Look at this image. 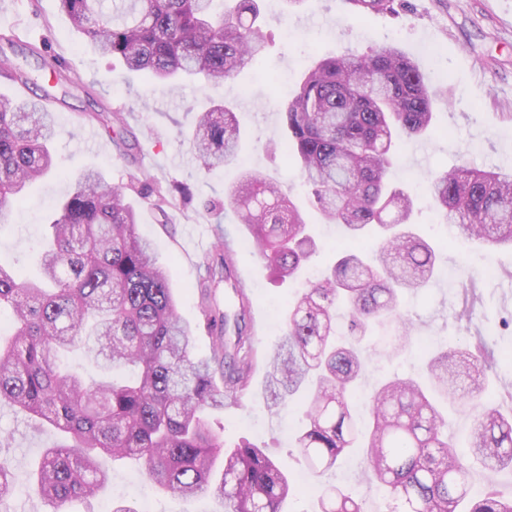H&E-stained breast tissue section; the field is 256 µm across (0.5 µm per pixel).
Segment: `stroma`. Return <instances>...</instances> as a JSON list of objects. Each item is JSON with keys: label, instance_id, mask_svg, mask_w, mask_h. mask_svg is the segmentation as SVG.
Returning a JSON list of instances; mask_svg holds the SVG:
<instances>
[{"label": "stroma", "instance_id": "35a3bbf8", "mask_svg": "<svg viewBox=\"0 0 512 512\" xmlns=\"http://www.w3.org/2000/svg\"><path fill=\"white\" fill-rule=\"evenodd\" d=\"M260 8L259 26L267 44L263 61L221 85L189 83L172 92L95 52L74 31L58 0H0V28L17 26L25 41L41 52L37 58L16 57V64L43 74L53 82L54 94L66 96L52 106L57 172L29 187L24 204L0 222V262L32 265L43 221L65 192L66 177L87 166L101 168L109 185L124 187L127 199L137 202L138 229L158 243L178 312L193 329L192 350L204 357L212 351L215 333L207 326L196 282L216 261L218 238L235 237L237 267L251 299L248 326L257 359L250 393L237 407L214 412L211 420L222 427L226 446L249 440L274 455L292 475H307L310 490H296L286 508L313 512L325 480L309 474L293 446L301 417L292 410L272 413L266 407L265 356L280 334L285 302L295 288L273 279L243 225L225 209V192L244 167L291 192L305 207L322 247L315 263L325 266L340 243L341 230L307 207L298 166L283 153L286 131L279 104L313 58L363 53L383 41L396 45L417 63L428 86L441 93L434 103L433 133L403 144L393 173L415 198L417 232L440 247L433 281L420 294L405 295L403 303L415 335L431 337L433 343L463 348L471 337L485 338L500 365L496 385L486 396L497 398L512 385V250L488 251L476 243L443 238L440 217L424 188L432 175L464 157L485 169H512V0H394L393 12L361 17L346 0H306L292 9L285 0L274 5L261 0ZM212 99L236 108L243 136L239 164L208 173L199 166L186 134ZM101 106L121 113L138 137L141 150L135 157L122 155L98 122L84 120V113ZM90 129L97 131V143L88 141ZM173 183L186 184L191 198L173 195L163 224L153 209L138 203V193ZM489 266L495 272L491 280L485 276ZM370 355L371 368L357 390L363 404L380 380L415 376L421 370L415 347L389 357L376 343ZM0 435L7 438L15 467L11 512H112L121 503L146 504L152 512H222L217 498L184 499L162 491L144 482L136 461L115 462L107 456L100 460L110 474L105 489L92 500L53 507L30 492L29 480L42 449L55 442V432L3 405ZM363 471V456L356 453L337 463L330 480L365 495L366 512H384L383 496L367 492Z\"/></svg>", "mask_w": 512, "mask_h": 512}]
</instances>
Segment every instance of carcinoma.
<instances>
[{
	"label": "carcinoma",
	"instance_id": "obj_1",
	"mask_svg": "<svg viewBox=\"0 0 512 512\" xmlns=\"http://www.w3.org/2000/svg\"><path fill=\"white\" fill-rule=\"evenodd\" d=\"M59 0L74 29L103 56L172 90L190 81L222 84L254 65L266 43L256 28L258 0ZM358 15L386 13L393 0H346ZM0 98V215L54 170L56 123L44 100ZM435 93L414 61L384 43L365 53L324 58L306 69L281 105L286 155L308 187L310 203L343 228L358 248L336 252L329 271L288 303L284 333L267 371L268 409L302 396L296 448L314 473L333 469L348 448L363 449L369 488L382 489L389 512H512L492 490L470 497V459L491 470L512 468V416L482 398L494 363L485 344L426 358V388L412 378L383 382L360 424L353 391L365 365L357 344L391 329V352L411 342L402 295L428 283L436 250L410 229L414 200L389 179L399 145L432 128ZM116 133L126 155L140 148ZM241 130L223 103L201 113L191 144L201 167L237 159ZM445 223L488 248L512 246V171L476 169L468 161L426 184ZM141 201L166 215L169 193L151 187ZM247 226L258 254L279 280L297 277L318 252L304 212L281 187L245 169L225 196ZM234 262L220 255L198 282L220 341L211 357L191 351L193 330L177 310L153 241L137 232L136 209L97 169L71 182L49 223L40 276L0 265V406L41 421L62 436L31 473L37 497L61 506L90 500L108 482L99 458L136 459L143 476L182 498L210 493L224 512H283L296 491L264 449L243 440L227 448L209 415L248 392L254 350L249 303L237 293L230 315L210 301L219 283L236 288ZM82 350L106 376L86 380L60 366ZM224 388L213 381V365ZM473 404L466 451L448 442V416L437 400ZM14 493V464L0 454V512ZM320 512H364L338 488L324 491Z\"/></svg>",
	"mask_w": 512,
	"mask_h": 512
}]
</instances>
